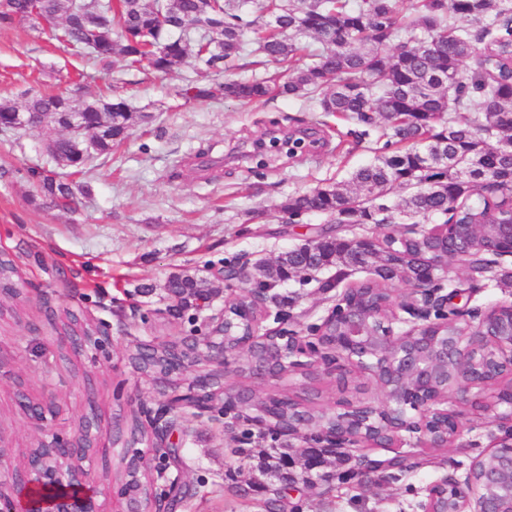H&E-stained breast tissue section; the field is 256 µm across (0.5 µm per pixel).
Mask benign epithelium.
Listing matches in <instances>:
<instances>
[{"label": "benign epithelium", "mask_w": 512, "mask_h": 512, "mask_svg": "<svg viewBox=\"0 0 512 512\" xmlns=\"http://www.w3.org/2000/svg\"><path fill=\"white\" fill-rule=\"evenodd\" d=\"M46 123L32 115H16L7 127L32 129ZM421 235L446 239L425 256V265L439 277L417 279L405 274L407 295L393 296L392 311L383 318L370 304H357L342 294L336 305L313 330L304 337L285 327L288 313L280 316L283 326L275 329L286 346L273 348L266 355L267 364L257 366L253 374L272 375L268 364L277 363L288 373L316 368L336 376V383L346 388L349 372L368 374L378 383L383 400L377 403L376 415H365L370 401L342 400L334 413L313 423L300 414L285 426L279 415L285 408L277 395H267L253 421L264 430L276 431L309 441L312 447L346 449L355 452L354 474L360 484L371 483L380 472H407L422 465L416 456L398 451L402 444L415 440L423 448H449L460 436L461 427L456 408L469 406L492 418L499 434L493 436L491 450L474 459L461 475L446 473L426 488L419 512H512V487L506 496L495 493L503 487V477L512 473V303L495 304L483 312L456 311L469 328L459 333L454 324L435 322L431 314L443 315L448 308V295L440 281L448 278L449 261L463 263L468 277L479 282L492 272L493 263L512 257V224H448L421 229L411 224L406 231L394 235L395 242ZM483 243V254L491 256L483 269L475 271L467 261L468 244ZM253 262L244 257L239 262L237 281L249 284L247 292L262 316L269 315V306L277 303V294L265 284L280 285L257 277ZM14 267L0 253V309L5 301L19 295L12 282ZM197 311L206 313V340L197 344L196 353L207 357L219 370L224 359L239 353L251 354L255 342L262 336L261 320H252V313L237 302L216 310L213 300H201ZM252 321L250 334L243 340L224 347V336L233 328L234 320ZM60 336H73L85 345L103 349L112 344L108 329L80 322L73 331L59 330ZM193 337L181 338L169 348L168 366L179 374L193 366L185 356ZM210 379L198 373L187 388L168 396L170 406L153 411L141 407L135 415L142 418L143 430L130 433L121 440H112V447L128 449L133 467L131 477L113 487L112 506L106 509L99 501L96 483L90 478L86 464L106 448L91 436L89 425L80 422L71 434L48 428V417L56 415L54 400L33 401L26 394L0 398V415L8 406L19 410L34 425L39 435L35 439L36 453L26 456L17 467L5 469L9 481H0V512H176L177 495L154 492L155 477H165L169 469L168 436L173 426L170 414L175 410L190 411L195 417L210 412ZM244 395L225 392L224 417H236ZM146 444L161 457L155 469L138 472L146 458L136 449ZM383 449L392 456H371L368 451ZM324 461L312 459L307 469L316 478L299 481L290 473L292 459L284 460L280 478L274 481V494L301 483L306 488H334L335 476L323 471Z\"/></svg>", "instance_id": "obj_1"}]
</instances>
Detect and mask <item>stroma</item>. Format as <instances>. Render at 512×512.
Returning <instances> with one entry per match:
<instances>
[{"instance_id": "obj_1", "label": "stroma", "mask_w": 512, "mask_h": 512, "mask_svg": "<svg viewBox=\"0 0 512 512\" xmlns=\"http://www.w3.org/2000/svg\"><path fill=\"white\" fill-rule=\"evenodd\" d=\"M219 79L193 60L165 76L118 57L91 65L26 22L0 28V99L32 88L79 104L113 90L151 116L120 148L74 177V185L90 192L77 194L69 210L39 197L31 178L32 171L52 168L45 146L60 128L0 131V253L13 259L23 290L16 315L0 321V394L55 397L58 432L72 431L91 398L100 412L90 432L106 439L140 406L160 408L162 397L129 365V351L207 331L203 315L193 310L171 322L158 316L166 280L184 271L203 274L244 254L271 261L315 237L326 217L288 223L279 211L282 201L346 181L384 143L379 127L355 142L356 122L322 112L311 98L244 104L182 94L187 86ZM257 210L262 219H251ZM450 267L462 306L482 310L512 302L511 285L494 280L475 288L459 262ZM277 293L289 297L285 309L299 317L304 332L326 315L337 291L291 280ZM44 297L56 311L106 326L111 346L98 351L54 341L40 310ZM246 361L240 355L225 364V388L258 399L279 390L299 400L314 391L326 409L342 397L332 376L309 385L298 375L260 378L244 372ZM461 424L455 446L429 453L426 466L366 487L350 479L346 454L328 456L325 469L336 474L340 491L296 494L297 512H417L427 484L466 471L497 431L482 415H465ZM173 441L182 462L176 512H266L259 454L287 445V437L260 435L243 419L228 426L187 416L177 419Z\"/></svg>"}]
</instances>
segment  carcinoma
Instances as JSON below:
<instances>
[{
	"label": "carcinoma",
	"instance_id": "carcinoma-1",
	"mask_svg": "<svg viewBox=\"0 0 512 512\" xmlns=\"http://www.w3.org/2000/svg\"><path fill=\"white\" fill-rule=\"evenodd\" d=\"M248 0H112L100 12L81 10L74 0H8L0 26L30 17L45 25L60 44L69 43L100 60L120 56L131 67L170 73L193 58L217 71L236 65L248 33L263 59L286 72L262 79H226L209 87H188V98L254 102L278 96H319L324 112L341 114L366 126L387 122L388 152L355 170L341 185L315 187L292 195L280 205L288 222L324 215L331 224H485L512 221V0H413L409 12L400 0H258L269 21L252 27L241 15ZM312 36L320 53L302 62L300 38ZM473 61L466 69L464 64ZM478 106L483 119L464 116ZM80 112L92 143L77 157L67 137L51 141L54 162L81 172L95 158L112 153L149 115L136 113L120 96L74 103L62 94L29 90L21 103L0 102V122L17 113L43 116L65 127V114ZM36 187L57 206L73 202L72 184L36 175ZM399 189L401 202L389 194ZM378 248L373 275L351 288L350 299H376L393 288L398 276ZM431 241L417 237L399 248L408 266L417 264ZM362 264L358 243L336 239L279 256L278 266L261 274L283 280L300 265L336 268L333 288ZM176 296L178 312L195 307L214 292V282L196 274H174L164 285ZM142 372L167 383L163 352L140 362ZM294 448L268 456L262 474L276 476Z\"/></svg>",
	"mask_w": 512,
	"mask_h": 512
}]
</instances>
